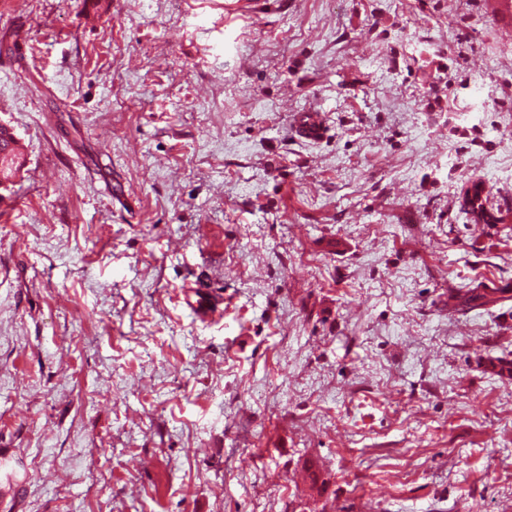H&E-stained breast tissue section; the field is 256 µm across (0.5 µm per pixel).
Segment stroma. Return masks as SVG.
<instances>
[{"label": "stroma", "instance_id": "stroma-1", "mask_svg": "<svg viewBox=\"0 0 512 512\" xmlns=\"http://www.w3.org/2000/svg\"><path fill=\"white\" fill-rule=\"evenodd\" d=\"M490 3L0 0V512H512ZM291 124L300 139L310 141L322 139L327 127L323 113L312 110L294 112Z\"/></svg>", "mask_w": 512, "mask_h": 512}]
</instances>
